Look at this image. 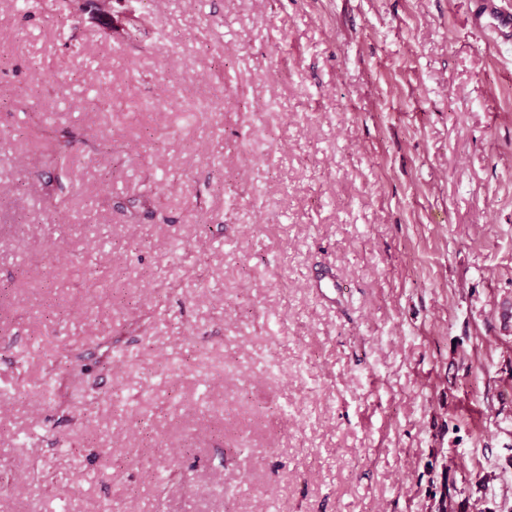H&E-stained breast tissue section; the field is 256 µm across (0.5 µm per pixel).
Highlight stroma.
<instances>
[{
    "label": "stroma",
    "instance_id": "35a3bbf8",
    "mask_svg": "<svg viewBox=\"0 0 512 512\" xmlns=\"http://www.w3.org/2000/svg\"><path fill=\"white\" fill-rule=\"evenodd\" d=\"M56 7L0 0V512H512V44L471 0Z\"/></svg>",
    "mask_w": 512,
    "mask_h": 512
}]
</instances>
